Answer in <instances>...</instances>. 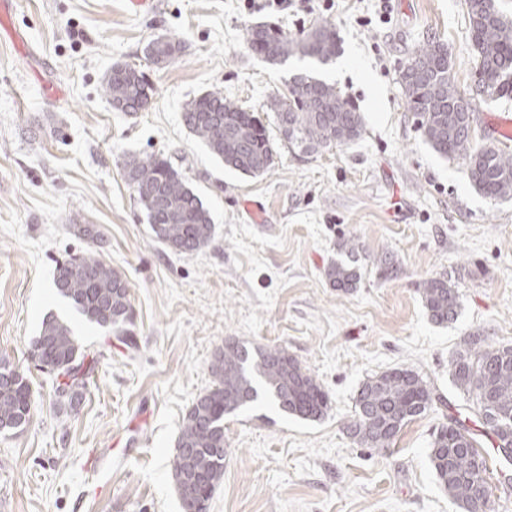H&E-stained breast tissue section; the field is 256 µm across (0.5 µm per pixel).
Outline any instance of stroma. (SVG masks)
Returning a JSON list of instances; mask_svg holds the SVG:
<instances>
[{
	"mask_svg": "<svg viewBox=\"0 0 512 512\" xmlns=\"http://www.w3.org/2000/svg\"><path fill=\"white\" fill-rule=\"evenodd\" d=\"M0 33V363L30 382L29 425L0 433V512H182L171 464L183 420L212 386L225 343L281 347L325 387L318 421L268 400L224 420V477L208 512H461L430 460L433 434L472 403L448 360L464 338L512 346V199L471 185L440 158L407 110L400 71L439 38L461 94L476 57L466 0H11ZM289 36L331 24L340 52L318 77L360 112L348 145L287 148L268 97L303 69L253 55L246 27ZM159 36L180 40L172 63L145 56ZM142 70L150 107L115 111L102 90L113 64ZM207 91L258 111L276 154L262 174L226 167L184 125ZM163 155L209 209V246L182 254L159 243L124 176L132 156ZM92 224L99 240L75 236ZM360 242L356 288L325 269L344 239ZM101 250L127 280L131 340L85 321L54 289L58 262ZM397 269L383 274L378 260ZM448 279L455 321L428 315L421 288ZM66 322L94 371L76 407L60 402L30 358L46 315ZM406 368L440 401L388 451L367 452L345 429L360 385Z\"/></svg>",
	"mask_w": 512,
	"mask_h": 512,
	"instance_id": "1",
	"label": "stroma"
}]
</instances>
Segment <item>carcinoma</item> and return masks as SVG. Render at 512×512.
Returning <instances> with one entry per match:
<instances>
[{
	"label": "carcinoma",
	"mask_w": 512,
	"mask_h": 512,
	"mask_svg": "<svg viewBox=\"0 0 512 512\" xmlns=\"http://www.w3.org/2000/svg\"><path fill=\"white\" fill-rule=\"evenodd\" d=\"M471 39L478 69L489 84L467 97L458 92L444 43L429 39L416 49L400 79L408 111L412 112L432 149L440 157L466 162L470 183L483 196L512 198V153L497 145L474 142V98L512 96V20L498 0H472L468 5ZM248 49L273 64L292 56L325 64L338 54L336 31L318 24L298 38L257 23L246 29ZM181 43L158 37L146 46L147 58L171 63ZM105 96L118 112H141L152 101L154 86L145 73L130 64L111 67L103 85ZM285 142L316 152L349 144L361 136L362 117L336 86L308 72L288 79L287 92L266 103ZM184 125L209 151L245 175L265 172L274 162V147L255 112L224 98L219 91L190 101L182 113ZM125 176L146 213L155 238L184 254L207 246L213 236L212 219L200 197L164 157L152 154L125 162ZM358 244L347 240L340 258L325 274L331 285L347 291L359 274L353 266ZM58 295L87 321L128 333L131 324L129 285L99 252L74 254L56 267ZM422 296L430 318L448 324L458 315V293L448 280L424 282ZM31 353L53 376L58 395L75 406L89 371L79 362L84 348L71 327L50 315L42 321ZM454 385L472 401L482 429L497 445L493 453L480 451L477 434L452 418L437 433L430 458L436 477L462 512H488L490 467L512 464V346H494L471 336L448 362ZM0 433L22 429L31 419L35 397L20 372L0 365ZM214 385L186 414L172 463V475L183 512H207L215 487L224 476V418L257 401L259 389L277 401L285 413L303 420H319L331 408L328 392L301 363L278 347L251 355L243 344L229 343L212 366ZM436 399L434 388L418 373L393 369L364 382L356 396L355 413L346 430L363 448L386 450L401 429L425 414Z\"/></svg>",
	"instance_id": "1"
}]
</instances>
